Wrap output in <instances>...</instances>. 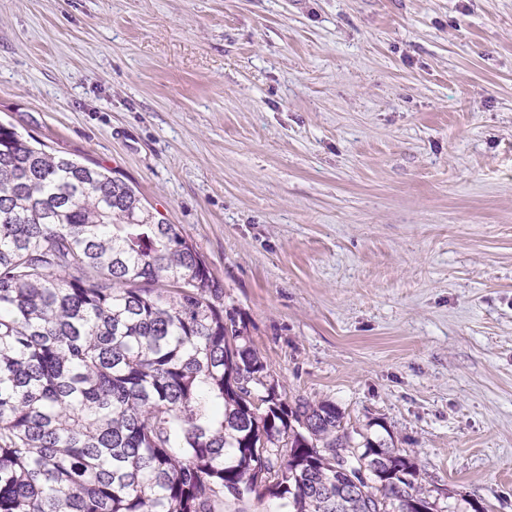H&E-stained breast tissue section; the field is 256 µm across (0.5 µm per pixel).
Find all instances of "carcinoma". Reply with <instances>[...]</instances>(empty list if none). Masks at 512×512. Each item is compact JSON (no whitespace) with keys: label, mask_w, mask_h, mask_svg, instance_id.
<instances>
[{"label":"carcinoma","mask_w":512,"mask_h":512,"mask_svg":"<svg viewBox=\"0 0 512 512\" xmlns=\"http://www.w3.org/2000/svg\"><path fill=\"white\" fill-rule=\"evenodd\" d=\"M266 370L178 225L0 125V512H438L407 456ZM282 500L275 498H264L258 501L254 498H245L242 501H233L226 499L224 507L221 506L220 510L223 512H286L288 509L283 506Z\"/></svg>","instance_id":"1"}]
</instances>
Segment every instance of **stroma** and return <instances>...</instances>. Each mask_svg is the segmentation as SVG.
Wrapping results in <instances>:
<instances>
[{
  "mask_svg": "<svg viewBox=\"0 0 512 512\" xmlns=\"http://www.w3.org/2000/svg\"><path fill=\"white\" fill-rule=\"evenodd\" d=\"M0 124L179 225L287 402L512 512V0H0Z\"/></svg>",
  "mask_w": 512,
  "mask_h": 512,
  "instance_id": "1",
  "label": "stroma"
}]
</instances>
